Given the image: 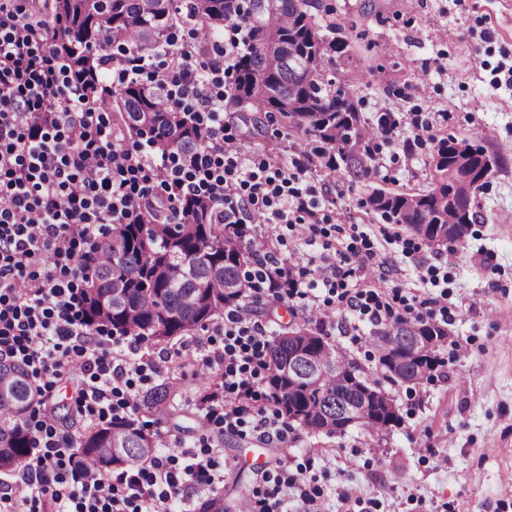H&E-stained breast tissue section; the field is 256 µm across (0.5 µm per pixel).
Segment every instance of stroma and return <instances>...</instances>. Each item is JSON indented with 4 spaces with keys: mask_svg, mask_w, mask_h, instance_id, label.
Instances as JSON below:
<instances>
[{
    "mask_svg": "<svg viewBox=\"0 0 512 512\" xmlns=\"http://www.w3.org/2000/svg\"><path fill=\"white\" fill-rule=\"evenodd\" d=\"M325 38L348 44L328 52L326 78L342 73L367 123L383 112L399 121L371 142L367 179L334 176L310 161L304 183L335 225L332 245L350 242L371 253L366 280L399 297L435 298L448 307V342L431 380L387 385L403 417L373 433L351 426L334 437L291 427L284 441L228 433L197 409L222 379L198 382L186 353L222 344L213 325L185 342L141 345L152 383L178 379L181 391L154 431L163 447L218 448V481L194 494L197 512H247L263 476L281 471L283 512H303L302 492H315L321 512H512V0H309ZM224 125L249 156L290 162L278 115L244 107ZM425 129L416 137V129ZM450 134L482 145L497 165L472 199L479 220L459 243L425 245L403 226L383 223L364 201L374 188L419 194L433 179L432 139ZM268 333L309 319L299 300H251ZM328 337L367 374H375L377 332L369 320L337 309ZM64 371L50 406L57 427L80 431L72 382Z\"/></svg>",
    "mask_w": 512,
    "mask_h": 512,
    "instance_id": "obj_1",
    "label": "stroma"
}]
</instances>
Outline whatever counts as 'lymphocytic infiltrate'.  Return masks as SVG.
Instances as JSON below:
<instances>
[{
	"mask_svg": "<svg viewBox=\"0 0 512 512\" xmlns=\"http://www.w3.org/2000/svg\"><path fill=\"white\" fill-rule=\"evenodd\" d=\"M29 6V0H0V355L25 365L43 402L64 366L79 365L85 381L76 405L83 417L95 426L121 423L134 412L129 392L147 364L137 356V339H95L78 284L82 245L104 225L132 223L155 185L170 201L208 197L227 224L250 223L259 213L269 224L313 227L326 216L301 186L304 158L287 166L254 161L224 131V99L215 88L235 69L241 39L225 45L223 61L200 69L193 65L196 43L173 52L160 105L195 112L208 140L198 151L155 162L115 148L109 116L97 109L85 83L71 80L55 51V26ZM370 259L349 249L315 280L317 256L303 266L281 257L273 272L255 279L253 293L304 301L328 330L336 326L340 304L381 325L394 319L391 305L375 291L349 285ZM320 285L326 295H316ZM218 330L223 347L197 346L200 362L220 366L225 391L205 401L206 419L228 432L247 426L282 439L285 423L270 395L252 386L264 366L263 325L230 308ZM30 427L34 455L16 481L0 482V512H16L21 503L32 512L61 503L69 512H170L186 487L215 481L212 448L192 452L185 465L178 455H155L110 477L85 469L70 434L48 415L32 418Z\"/></svg>",
	"mask_w": 512,
	"mask_h": 512,
	"instance_id": "obj_1",
	"label": "lymphocytic infiltrate"
}]
</instances>
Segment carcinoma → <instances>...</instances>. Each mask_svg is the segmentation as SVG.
Instances as JSON below:
<instances>
[{"label":"carcinoma","mask_w":512,"mask_h":512,"mask_svg":"<svg viewBox=\"0 0 512 512\" xmlns=\"http://www.w3.org/2000/svg\"><path fill=\"white\" fill-rule=\"evenodd\" d=\"M175 2L52 0L48 5L67 70L75 78L93 77L90 94L97 106L119 112L130 138L145 137L171 155L202 148L205 130L191 114L158 106L162 84L131 80L112 88L102 82L100 65L108 51L102 42L108 30L112 43L127 41L140 52L168 41L175 20L182 18ZM305 6L307 0H208L207 14L196 18V39L208 44L224 23L239 21L247 32V48L228 95L229 107L249 105L278 113L286 136L301 153L321 159L331 172L360 180L370 172L368 143L378 131L361 119L343 76L325 79L324 39ZM433 143L428 191L383 197L372 192L366 204L384 223L400 224L429 245L460 242L478 218L472 196L484 184L466 192L454 188L456 155L473 151L485 157L490 169L496 161L468 139L442 135ZM160 219L156 209L146 208L135 222L115 224L98 238L96 249L106 260L87 267L83 278L84 314L91 329L170 343L193 334L226 308L248 307L245 267L253 253L245 242V225L217 222L212 202L203 196L181 200L168 223ZM310 324L287 323L270 339L265 385L288 424L328 436L342 434L345 428L336 423V414L356 404L363 389L381 390V383L336 355L334 344L325 370L312 381L300 380L297 371L288 373L290 337L302 336L305 347L316 354L329 343ZM416 330L436 338L424 354L412 350ZM378 335L377 370L393 385L423 368L433 372L441 366L437 350L448 332L432 321L398 319ZM397 357L405 362L395 377L388 373V361ZM170 397L171 385L162 383L136 406L151 411L167 405ZM36 402L26 370L0 361V473L14 474L29 459L35 441L28 416ZM400 422L397 412L372 410L360 426L378 432ZM72 445L88 468L102 473L158 451L156 437L132 425L88 429Z\"/></svg>","instance_id":"cac0c4a2"}]
</instances>
